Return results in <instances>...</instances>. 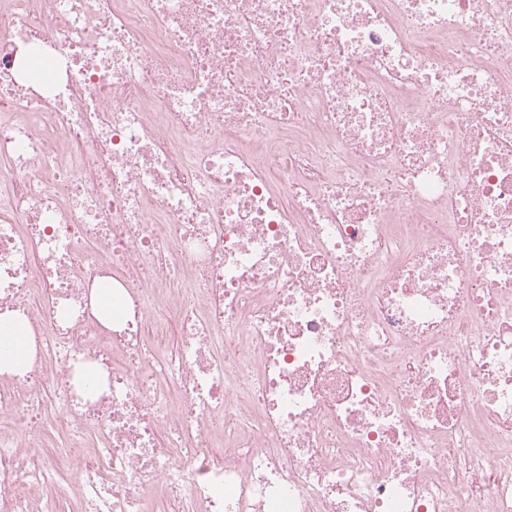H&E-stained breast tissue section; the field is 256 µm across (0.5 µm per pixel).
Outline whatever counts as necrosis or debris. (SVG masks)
I'll return each instance as SVG.
<instances>
[{
	"label": "necrosis or debris",
	"instance_id": "obj_1",
	"mask_svg": "<svg viewBox=\"0 0 512 512\" xmlns=\"http://www.w3.org/2000/svg\"><path fill=\"white\" fill-rule=\"evenodd\" d=\"M0 159V512H512V0H0ZM9 336L10 348L0 354V372L14 373L25 368L29 361L28 342L25 330L20 323H13Z\"/></svg>",
	"mask_w": 512,
	"mask_h": 512
}]
</instances>
